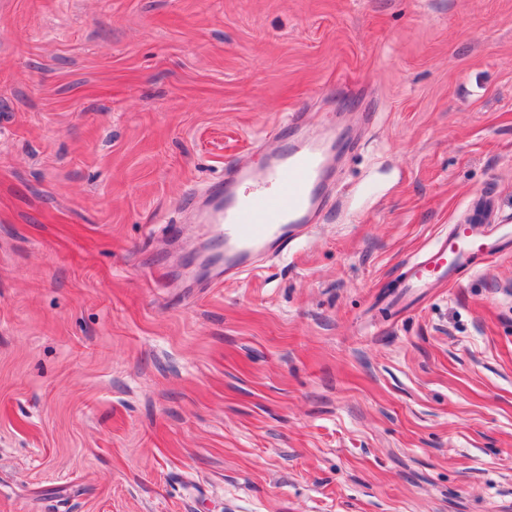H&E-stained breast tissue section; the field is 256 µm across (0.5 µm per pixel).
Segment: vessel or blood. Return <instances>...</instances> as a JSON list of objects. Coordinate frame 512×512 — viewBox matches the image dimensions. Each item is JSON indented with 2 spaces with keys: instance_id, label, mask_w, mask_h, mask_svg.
<instances>
[{
  "instance_id": "1",
  "label": "vessel or blood",
  "mask_w": 512,
  "mask_h": 512,
  "mask_svg": "<svg viewBox=\"0 0 512 512\" xmlns=\"http://www.w3.org/2000/svg\"><path fill=\"white\" fill-rule=\"evenodd\" d=\"M289 121L295 137L270 135L262 168L227 164L223 180L191 204L199 231L217 241L205 258L209 286L241 278L261 261L287 253L327 207L323 189L335 158L352 144L336 126L321 135L304 132L302 113ZM511 246V224L491 223L483 212L470 216L407 263L401 286L408 293L440 287L473 268L476 256L490 258Z\"/></svg>"
}]
</instances>
